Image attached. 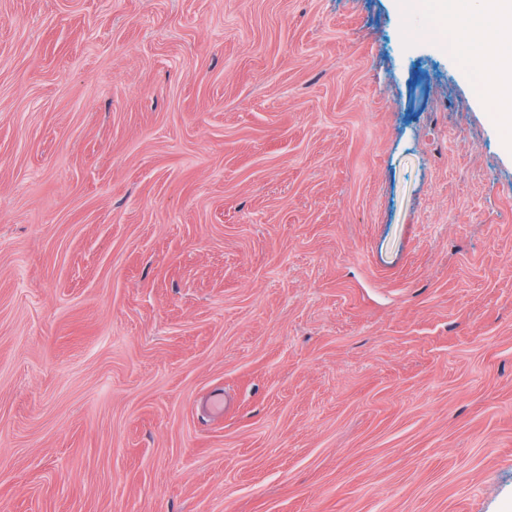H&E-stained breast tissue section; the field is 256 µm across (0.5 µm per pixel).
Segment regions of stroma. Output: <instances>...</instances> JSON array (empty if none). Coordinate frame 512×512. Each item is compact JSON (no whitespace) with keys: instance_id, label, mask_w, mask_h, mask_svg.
<instances>
[{"instance_id":"35a3bbf8","label":"stroma","mask_w":512,"mask_h":512,"mask_svg":"<svg viewBox=\"0 0 512 512\" xmlns=\"http://www.w3.org/2000/svg\"><path fill=\"white\" fill-rule=\"evenodd\" d=\"M435 21L0 0V512H512V133Z\"/></svg>"}]
</instances>
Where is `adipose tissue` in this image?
I'll return each instance as SVG.
<instances>
[{
    "label": "adipose tissue",
    "mask_w": 512,
    "mask_h": 512,
    "mask_svg": "<svg viewBox=\"0 0 512 512\" xmlns=\"http://www.w3.org/2000/svg\"><path fill=\"white\" fill-rule=\"evenodd\" d=\"M501 127L512 128V0H431Z\"/></svg>",
    "instance_id": "1"
}]
</instances>
